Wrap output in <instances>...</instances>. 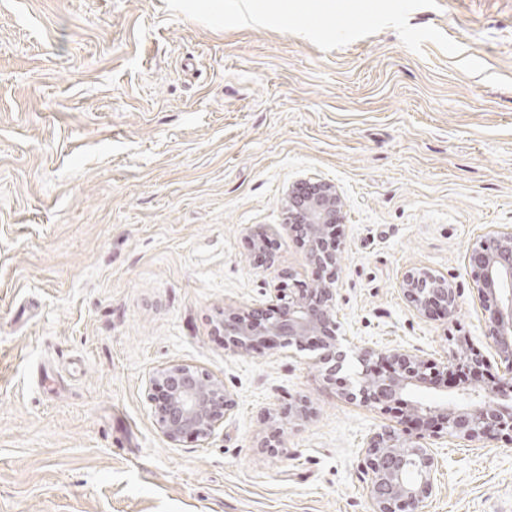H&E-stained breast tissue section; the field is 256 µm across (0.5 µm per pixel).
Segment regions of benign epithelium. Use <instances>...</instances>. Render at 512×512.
Segmentation results:
<instances>
[{"label":"benign epithelium","instance_id":"7a95c632","mask_svg":"<svg viewBox=\"0 0 512 512\" xmlns=\"http://www.w3.org/2000/svg\"><path fill=\"white\" fill-rule=\"evenodd\" d=\"M342 200L335 186L320 182L310 194L288 190V223L309 240L306 260L322 275L301 288L275 284L268 289L271 310L245 313L224 311L219 330L224 346L247 354L259 347L298 345L315 352L313 361L323 378L339 388L351 403L389 410L400 402L403 417L416 422L420 432L408 437L392 425L371 433L362 452L368 476L370 512H422L436 492L439 461L425 441V433H444L466 442L501 440L512 445V228L492 230L470 248L469 263L476 273L479 305L488 314L486 336L504 365L503 378L494 386L474 384L458 390L460 402L447 401L456 389L453 377L461 369L476 373L486 357L472 348L438 362L404 348H356L358 370L351 379L336 377L347 358L336 317V251L323 249V235L340 220ZM400 288L418 313L440 311L452 316L458 305L456 288L448 278L416 269L402 277ZM149 398L162 434L177 442L185 437L209 439L234 409V399L222 380L193 364L178 362L161 368L150 381ZM416 392L436 396L431 402L412 399Z\"/></svg>","mask_w":512,"mask_h":512}]
</instances>
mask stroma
Returning a JSON list of instances; mask_svg holds the SVG:
<instances>
[{"mask_svg":"<svg viewBox=\"0 0 512 512\" xmlns=\"http://www.w3.org/2000/svg\"><path fill=\"white\" fill-rule=\"evenodd\" d=\"M223 2L0 0V512H368L361 451L394 412L216 329L314 278L293 185L342 199L352 345L488 347L468 253L512 227V0ZM416 267L452 281V317L407 304ZM177 362L235 400L206 441L156 425ZM430 447L423 512H512V445Z\"/></svg>","mask_w":512,"mask_h":512,"instance_id":"1","label":"stroma"}]
</instances>
